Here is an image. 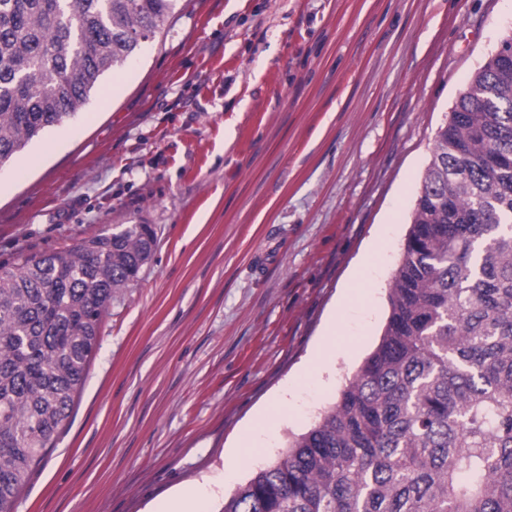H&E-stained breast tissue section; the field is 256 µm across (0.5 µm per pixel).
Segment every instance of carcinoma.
<instances>
[{
    "label": "carcinoma",
    "instance_id": "obj_1",
    "mask_svg": "<svg viewBox=\"0 0 512 512\" xmlns=\"http://www.w3.org/2000/svg\"><path fill=\"white\" fill-rule=\"evenodd\" d=\"M176 4L0 0V166ZM155 240L128 224L0 265V512L70 418L112 296ZM388 300L339 400L221 512H512V36L435 134Z\"/></svg>",
    "mask_w": 512,
    "mask_h": 512
}]
</instances>
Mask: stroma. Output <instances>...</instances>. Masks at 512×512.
<instances>
[{"label": "stroma", "mask_w": 512, "mask_h": 512, "mask_svg": "<svg viewBox=\"0 0 512 512\" xmlns=\"http://www.w3.org/2000/svg\"><path fill=\"white\" fill-rule=\"evenodd\" d=\"M510 35L512 0H179L0 167L1 264L157 232L16 512H160L195 485L221 512L282 458L377 346L435 131Z\"/></svg>", "instance_id": "stroma-1"}]
</instances>
